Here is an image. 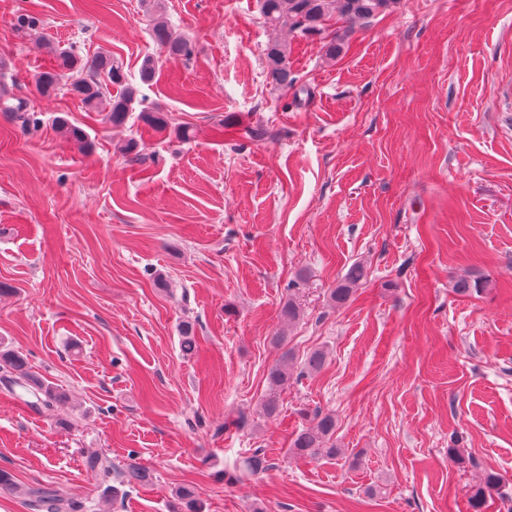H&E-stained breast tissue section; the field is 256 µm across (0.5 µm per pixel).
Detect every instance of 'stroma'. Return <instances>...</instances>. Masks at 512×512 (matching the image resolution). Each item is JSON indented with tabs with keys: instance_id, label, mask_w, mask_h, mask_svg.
<instances>
[{
	"instance_id": "obj_1",
	"label": "stroma",
	"mask_w": 512,
	"mask_h": 512,
	"mask_svg": "<svg viewBox=\"0 0 512 512\" xmlns=\"http://www.w3.org/2000/svg\"><path fill=\"white\" fill-rule=\"evenodd\" d=\"M161 3L189 58L159 54L152 0H0V88L38 119L0 111V342L70 394L37 411L0 387V469L79 498L100 482L86 449L151 470L96 512H174L183 486L206 512H469L493 470L507 495L487 512H512V0H397L330 24L333 57L323 36L271 32L257 0ZM22 14L38 26L18 29ZM274 35L289 89L266 77ZM55 48L110 51L168 129L41 97L33 76ZM58 115L85 143L56 132ZM355 263L365 279L330 307ZM461 275L482 291L455 295ZM279 333L297 362L327 360L267 419ZM304 409L335 414L340 455L289 454ZM241 413L251 427L225 429ZM455 444L469 463L449 460ZM256 446L269 468L229 481Z\"/></svg>"
}]
</instances>
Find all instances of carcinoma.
I'll use <instances>...</instances> for the list:
<instances>
[{"instance_id": "cac0c4a2", "label": "carcinoma", "mask_w": 512, "mask_h": 512, "mask_svg": "<svg viewBox=\"0 0 512 512\" xmlns=\"http://www.w3.org/2000/svg\"><path fill=\"white\" fill-rule=\"evenodd\" d=\"M396 0H259L260 12L272 29L287 26L300 33L321 32L325 22L337 18L346 23L360 19H369L388 9ZM152 36L157 46L171 58H185L192 52L191 44L177 34L167 21L155 19ZM263 55L266 75L270 83L286 88L295 82L288 67V46L276 38L266 44ZM56 64L38 72L35 85L39 92L48 96L60 87L64 73L72 76L66 84V90L79 98L87 106L96 108L105 104V120L113 125L123 124L133 104L137 100L138 89L129 83L122 67L112 59L107 51H100L95 58L87 63L80 56L67 51L55 52ZM119 88L115 95L110 94V87ZM8 93L0 95V108L12 112L25 126L36 123L34 114L27 111L23 102L9 104ZM140 119L157 132H164L169 126L166 113L160 109L143 110ZM56 128L66 138L82 142L85 133L77 126L70 124L64 116L55 119ZM365 277V269L361 264L349 267L341 282L332 289L329 295L331 305L339 307L346 304L356 287ZM456 295L467 297L482 289L480 281L468 276H460L453 281ZM180 349L183 354L196 352L197 339L191 324L182 325ZM295 374L293 355L285 350L277 362L268 370L267 393L262 400L265 415L275 416L280 410V395L288 389V383ZM0 384L8 391L23 390L33 397L30 405L40 410L50 409L67 399L64 389L37 377L30 369L27 359L0 342ZM307 423L291 438L289 453L303 459H313L321 454L335 457L340 449L329 444L336 430L335 415L327 412H315L313 415L303 413ZM89 470L101 476L104 481L116 480L119 484L135 488L148 484L152 480L151 471L133 463L125 469L112 474V466L101 454L93 452L86 458ZM269 468L264 450L251 448L236 463L239 479L246 480ZM505 487L504 478L495 471H488L482 481L471 487L468 497L470 512H484L487 501L493 494H499ZM0 490L15 494L25 500L32 512H88L89 506L75 498L60 487L51 485H20L13 475L0 469ZM178 502L177 512H205V506L195 492L188 487H180L174 492Z\"/></svg>"}]
</instances>
